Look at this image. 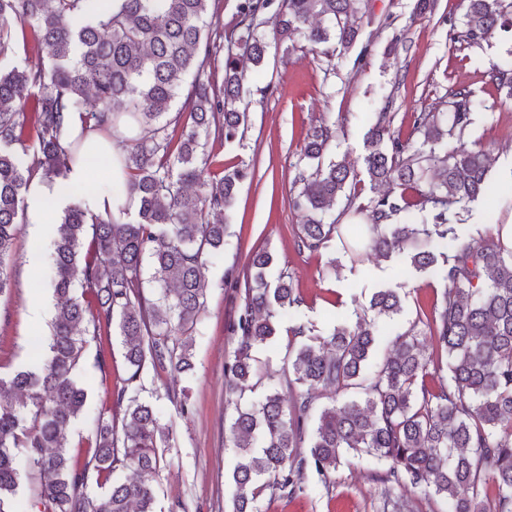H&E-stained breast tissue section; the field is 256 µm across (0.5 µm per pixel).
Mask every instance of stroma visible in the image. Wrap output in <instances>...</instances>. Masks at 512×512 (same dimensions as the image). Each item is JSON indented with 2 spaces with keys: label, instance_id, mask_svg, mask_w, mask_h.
<instances>
[{
  "label": "stroma",
  "instance_id": "35a3bbf8",
  "mask_svg": "<svg viewBox=\"0 0 512 512\" xmlns=\"http://www.w3.org/2000/svg\"><path fill=\"white\" fill-rule=\"evenodd\" d=\"M462 0H363L358 14L359 37L346 53L327 61L303 49H271L265 64L249 69L244 81L248 128L241 142L214 147L216 161H233L249 171L226 214L224 249L208 257L206 309L193 331L192 374L171 379L144 369L143 397L153 400L163 427L171 428L170 445L159 475L156 512H171L182 502L186 512H232L235 463L228 427L235 406L258 405L268 389L286 392L287 328L255 352L260 380L238 404H230L224 389V360L237 346L228 331L243 298L233 283L244 271L248 252L263 247L275 264L270 277L288 272L304 303L298 319L326 331L339 322L355 324L356 312L382 288H400L406 308L394 321L379 323L383 340L404 332L417 315L429 312L442 285L430 274L417 272L403 259L376 255L353 261L340 243L321 253L298 251L294 240L301 218L291 200L301 149L309 130L321 121L336 128L331 155L347 159L358 172L354 191L364 203L377 193L363 173L366 109L390 113L394 128L408 129L416 112H443L458 89H466L484 103L474 112L464 141L491 150V193L469 206L461 238L477 239L499 224H512V206L497 203V194L512 185V94L490 77L493 63L512 54V31L472 45L461 34ZM11 264L12 290L0 297V372L9 373L30 362L31 335H46V319L34 320L32 300L47 315L57 303L50 281V257L30 261L28 222H21ZM128 376L120 337H112L110 368L100 372L95 347H88L79 374L88 397L70 431L73 453L88 452V438L108 389H119ZM176 385L188 396L191 412L180 417L161 394ZM374 464L352 457L331 474V488L310 477L303 492L289 498L267 499L263 512H384L382 487L374 479Z\"/></svg>",
  "mask_w": 512,
  "mask_h": 512
}]
</instances>
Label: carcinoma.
Here are the masks:
<instances>
[{
  "label": "carcinoma",
  "mask_w": 512,
  "mask_h": 512,
  "mask_svg": "<svg viewBox=\"0 0 512 512\" xmlns=\"http://www.w3.org/2000/svg\"><path fill=\"white\" fill-rule=\"evenodd\" d=\"M215 2L116 0L98 9L92 0H0V59L20 41L48 60L0 68V297L11 290L30 182L63 179L81 159L83 136L70 133L71 113L125 147L120 164L138 202L119 222L75 199L59 220L52 286L63 302L35 362L0 374V512H16L18 448L36 483L35 512H154L169 436L155 404L140 398V375L148 364L193 371L191 331L208 290L203 269L224 249V211L247 176L235 165L213 174L209 147L243 139L245 72L264 62L269 41L301 38L331 59L359 35L362 0H237L227 25ZM463 4L473 45L512 26L503 0ZM490 75L512 90V59L492 65ZM475 107L460 89L448 111L414 115L407 135L379 113L366 133L364 168L391 190L356 207L370 221L365 237L354 225L344 235L328 216L354 175L348 162L325 160L331 125L307 134L292 200L303 217L298 251L319 253L338 240L352 254L406 253L443 288L430 312L376 360L375 323L401 314L400 291L374 293L355 327L317 333L297 321L303 299L291 277L268 279L272 254H248L242 306L229 326L238 345L224 361L229 392L249 388L253 352L284 320L302 341L288 354L289 404L273 389L230 423L233 512H262L265 495L301 492L309 472L325 478L364 456L380 467L375 480L387 495L411 486L451 512H512V248L491 234L471 241L457 234L491 166L486 149L463 141ZM415 133L423 137L418 146ZM413 211L425 213L422 223L403 220ZM113 331L123 338L129 376L95 419L87 455H75L67 435L87 400L80 360L93 343L104 368ZM427 340L447 358L448 376L429 370ZM119 469L135 477L112 479ZM94 481L108 485L104 495L88 493Z\"/></svg>",
  "instance_id": "cac0c4a2"
}]
</instances>
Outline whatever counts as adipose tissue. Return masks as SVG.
<instances>
[{
  "label": "adipose tissue",
  "mask_w": 512,
  "mask_h": 512,
  "mask_svg": "<svg viewBox=\"0 0 512 512\" xmlns=\"http://www.w3.org/2000/svg\"><path fill=\"white\" fill-rule=\"evenodd\" d=\"M79 114L70 117L72 133H84V158L70 168L65 179L53 182L34 183L27 200V215L33 226L32 254L41 257L48 250L54 235V225L48 222L49 213H61L71 202L75 189L86 192L85 203L93 211L111 209L119 213L120 209H134L136 202L126 191V180L122 177L117 160L122 154L117 142L94 132H82ZM101 169L108 173L107 185H94L90 182L91 169Z\"/></svg>",
  "instance_id": "ef3b65f1"
}]
</instances>
